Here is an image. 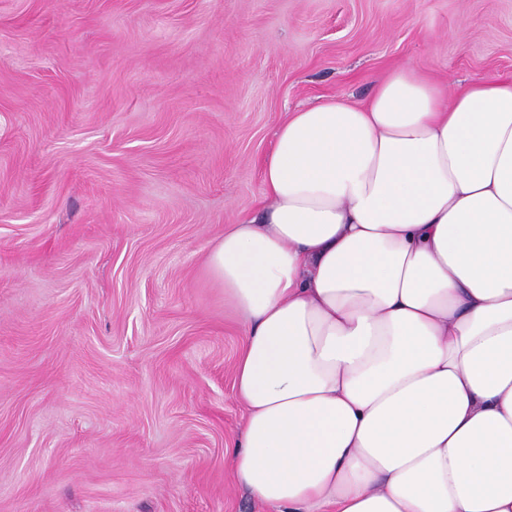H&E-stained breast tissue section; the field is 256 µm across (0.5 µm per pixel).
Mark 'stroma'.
Instances as JSON below:
<instances>
[{
	"mask_svg": "<svg viewBox=\"0 0 512 512\" xmlns=\"http://www.w3.org/2000/svg\"><path fill=\"white\" fill-rule=\"evenodd\" d=\"M512 76V0H0V512H270L205 274L289 112Z\"/></svg>",
	"mask_w": 512,
	"mask_h": 512,
	"instance_id": "35a3bbf8",
	"label": "stroma"
}]
</instances>
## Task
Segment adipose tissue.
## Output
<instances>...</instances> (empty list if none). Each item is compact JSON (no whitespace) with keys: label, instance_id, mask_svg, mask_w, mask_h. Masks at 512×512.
Returning <instances> with one entry per match:
<instances>
[{"label":"adipose tissue","instance_id":"1","mask_svg":"<svg viewBox=\"0 0 512 512\" xmlns=\"http://www.w3.org/2000/svg\"><path fill=\"white\" fill-rule=\"evenodd\" d=\"M206 273L244 326L233 478L274 512H512V78L289 113Z\"/></svg>","mask_w":512,"mask_h":512}]
</instances>
